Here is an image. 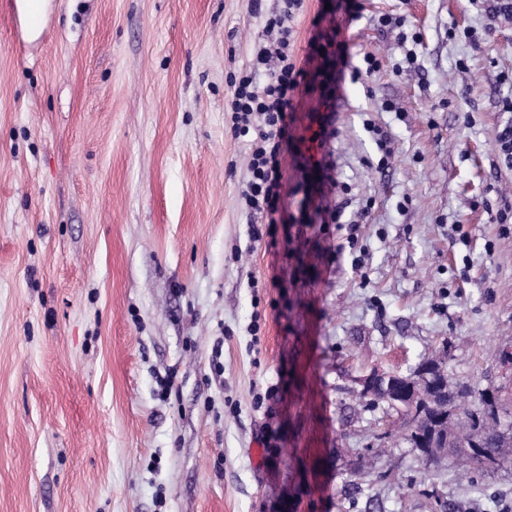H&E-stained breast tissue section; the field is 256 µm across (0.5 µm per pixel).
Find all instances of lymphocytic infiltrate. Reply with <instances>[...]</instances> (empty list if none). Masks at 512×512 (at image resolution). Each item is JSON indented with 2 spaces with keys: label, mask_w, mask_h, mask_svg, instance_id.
Masks as SVG:
<instances>
[{
  "label": "lymphocytic infiltrate",
  "mask_w": 512,
  "mask_h": 512,
  "mask_svg": "<svg viewBox=\"0 0 512 512\" xmlns=\"http://www.w3.org/2000/svg\"><path fill=\"white\" fill-rule=\"evenodd\" d=\"M304 2L278 0L275 11L267 14L261 0H250V12L262 19V35L253 44L249 65L229 78L225 109L231 114V131L249 147L248 179L240 203L253 240L261 236L260 225L275 221L280 155L288 143L292 110L290 94L308 83L309 71L295 56L292 27Z\"/></svg>",
  "instance_id": "lymphocytic-infiltrate-1"
}]
</instances>
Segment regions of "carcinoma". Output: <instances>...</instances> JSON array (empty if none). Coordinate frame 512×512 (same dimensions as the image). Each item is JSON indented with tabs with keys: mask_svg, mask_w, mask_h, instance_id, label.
Returning <instances> with one entry per match:
<instances>
[{
	"mask_svg": "<svg viewBox=\"0 0 512 512\" xmlns=\"http://www.w3.org/2000/svg\"><path fill=\"white\" fill-rule=\"evenodd\" d=\"M403 378L418 393L415 415L403 412L405 439L425 466L439 464L446 450L458 456L467 472H490L512 462V421H501L496 388L477 391L449 382L444 353Z\"/></svg>",
	"mask_w": 512,
	"mask_h": 512,
	"instance_id": "carcinoma-1",
	"label": "carcinoma"
}]
</instances>
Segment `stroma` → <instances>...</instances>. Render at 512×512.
Returning <instances> with one entry per match:
<instances>
[{"label":"stroma","instance_id":"35a3bbf8","mask_svg":"<svg viewBox=\"0 0 512 512\" xmlns=\"http://www.w3.org/2000/svg\"><path fill=\"white\" fill-rule=\"evenodd\" d=\"M361 2L293 21L297 56L319 30L381 68L293 95L254 241L224 110L262 31L248 0H53L34 41L0 0V512L512 502V465L426 470L399 411L357 403L439 347L512 413V362L487 354L512 350V21L488 27L495 0ZM340 206L355 232L326 223Z\"/></svg>","mask_w":512,"mask_h":512}]
</instances>
